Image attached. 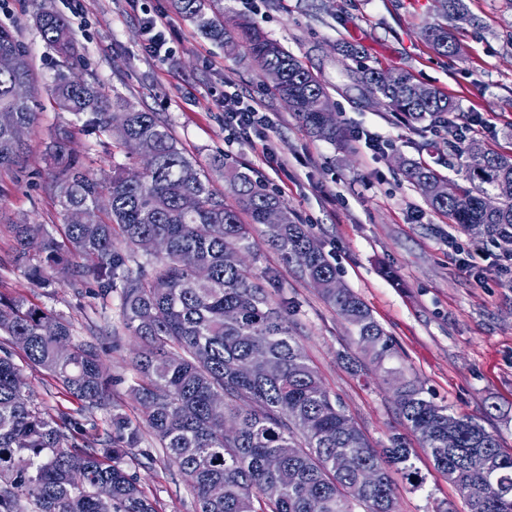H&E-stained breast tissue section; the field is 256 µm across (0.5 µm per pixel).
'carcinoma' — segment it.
I'll return each mask as SVG.
<instances>
[{
  "label": "carcinoma",
  "mask_w": 512,
  "mask_h": 512,
  "mask_svg": "<svg viewBox=\"0 0 512 512\" xmlns=\"http://www.w3.org/2000/svg\"><path fill=\"white\" fill-rule=\"evenodd\" d=\"M221 2L171 0V6L205 37L244 49L260 74L278 73L277 96L311 134L341 138L325 84L254 24L243 21L226 30ZM434 2L443 18L471 23L463 0ZM34 21L62 59L51 84L54 104L85 116L86 125L119 150L134 141L152 143L156 161L140 175L116 167L102 183L69 148L71 131L56 129L51 157L62 232L56 236L26 220L13 225V261L40 287L56 272L78 294L90 277L101 298L118 295L123 327L142 344L135 361L139 381L131 392L145 426L116 414L112 447L100 451L94 438L83 448H65L70 415L39 411L11 355L0 356V512H101L104 501L111 512H159V502L125 462L140 447L145 429L163 448L161 460L144 454L147 463L174 468L193 493L195 512H356L360 505L364 512H399L390 469L418 478L410 448L396 437L378 453L324 387L296 336L289 303L274 299L265 279L241 259H257L254 228H264L268 245L301 277L326 284L322 298L351 326L361 351L380 365L393 356L392 341L370 308L339 283L317 238L251 170L217 162L237 200L235 207L226 204L156 113L119 96L110 99L84 77L73 32L61 15L44 9ZM424 39L443 53L460 51L444 23L432 26ZM357 68L368 94L414 127L439 126L456 110L437 89L413 95L417 83L407 72ZM20 86L28 90L24 97L16 94ZM37 94L28 49L0 25V167L23 153L16 130L36 123ZM115 112L125 115L123 123L111 122ZM449 147L468 159L470 186L440 196L434 186L441 177L433 169L404 161L407 178L432 209L455 223L512 241V198L488 204L497 184L512 182V155L487 152L474 140ZM100 208L96 223H84V211ZM272 210L281 214L277 224L266 221ZM34 243L36 264L29 254ZM140 251L149 260L133 268L130 261ZM199 266L209 270L208 278L196 277ZM46 322L55 324L54 332L43 331ZM0 333L50 372L72 399L90 409L111 405L100 354L73 343L63 317L24 297L0 298ZM395 394L400 419L434 467L455 487H470L469 512H512V453L497 435L435 404L410 381ZM217 397L224 398L221 412L212 408ZM476 449L493 463L489 479L470 467ZM342 455L352 457L350 468L337 466ZM275 482L281 494L271 501L264 490ZM216 484L224 486L219 498L211 495Z\"/></svg>",
  "instance_id": "cac0c4a2"
}]
</instances>
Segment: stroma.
<instances>
[{
	"label": "stroma",
	"instance_id": "1",
	"mask_svg": "<svg viewBox=\"0 0 512 512\" xmlns=\"http://www.w3.org/2000/svg\"><path fill=\"white\" fill-rule=\"evenodd\" d=\"M223 2L225 19L251 20L328 85L346 140L313 137L244 50L222 47L173 17L169 0H0V24L27 46L40 87L37 122L24 134L27 150L17 162L0 167V297L27 296L64 316L75 342L97 348L111 381L113 411H91L70 398L54 376L28 362L3 334L0 352L12 353L40 411L61 409L76 419L79 427L70 432L69 446H82L90 437L109 439L113 413L143 419L130 394L138 380L133 366L138 341L121 324L119 298L103 300L89 291L78 297L61 280L40 288L11 262V226L20 218L59 230L60 206L47 154L54 129H72L71 149L98 180H107L113 165L139 166L113 151L107 137L53 104L48 86L61 59L33 21L37 9L45 7L68 20L88 63L87 77L105 94L158 113L226 202L234 197L212 165L218 155L250 167L311 228L339 279L390 336L394 355L382 368L368 362L364 375L354 374L342 358L359 351L349 324L260 232L254 270L269 275L271 287L293 301L300 344L373 448L388 447L392 435L407 432L391 389L399 378L414 381L436 404L469 415L512 450V282L499 269L505 253L432 210L397 164L401 158L428 164L465 187L468 162L436 129L409 128L363 91L351 75L358 63L342 53L354 47L362 62L406 70L417 82L448 94L459 105L453 114L458 124L474 125V137L485 147L512 154V0H465L477 23L458 31L463 52L455 56L435 52L423 38V28L439 20L433 0ZM150 12L171 19V58L150 56L142 47ZM228 82L239 94L257 99L267 113L273 124L267 150L233 143L220 105ZM359 131L378 134L384 147L355 141ZM268 152L287 160V168H269ZM452 235L482 247L473 274L459 271L449 259ZM414 463L423 485L397 481L399 512H468L423 448H415ZM136 473L162 512H194L192 493L170 468L158 462Z\"/></svg>",
	"mask_w": 512,
	"mask_h": 512
}]
</instances>
